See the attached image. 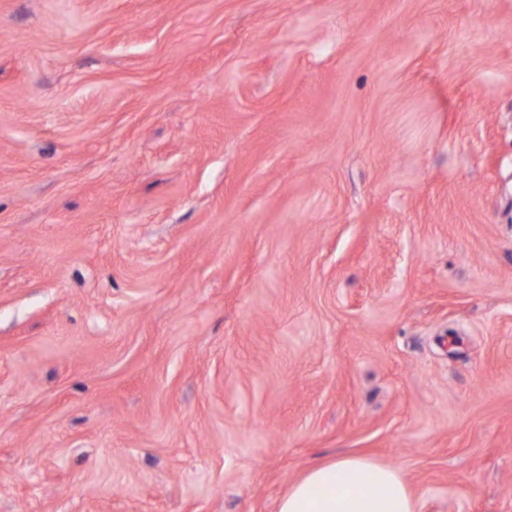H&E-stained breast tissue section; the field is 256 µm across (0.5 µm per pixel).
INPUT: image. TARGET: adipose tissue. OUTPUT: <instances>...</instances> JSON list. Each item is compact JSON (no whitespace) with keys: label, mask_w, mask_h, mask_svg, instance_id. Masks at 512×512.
Instances as JSON below:
<instances>
[{"label":"adipose tissue","mask_w":512,"mask_h":512,"mask_svg":"<svg viewBox=\"0 0 512 512\" xmlns=\"http://www.w3.org/2000/svg\"><path fill=\"white\" fill-rule=\"evenodd\" d=\"M277 512H417V505L399 468L347 454L291 483Z\"/></svg>","instance_id":"ef3b65f1"}]
</instances>
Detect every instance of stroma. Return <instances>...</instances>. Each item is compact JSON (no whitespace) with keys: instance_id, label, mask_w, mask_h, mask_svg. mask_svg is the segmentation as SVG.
<instances>
[{"instance_id":"1","label":"stroma","mask_w":512,"mask_h":512,"mask_svg":"<svg viewBox=\"0 0 512 512\" xmlns=\"http://www.w3.org/2000/svg\"><path fill=\"white\" fill-rule=\"evenodd\" d=\"M345 453L512 512V0H0V512Z\"/></svg>"}]
</instances>
